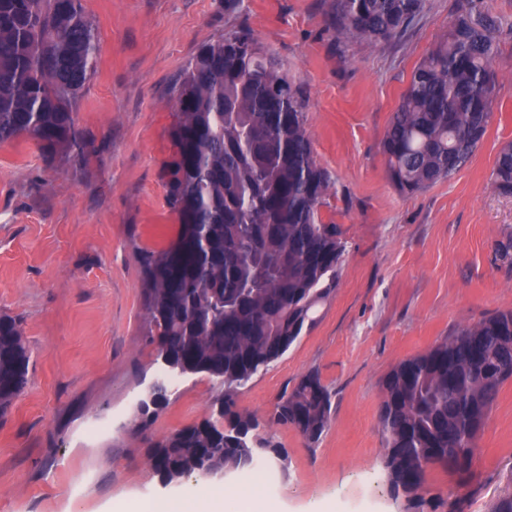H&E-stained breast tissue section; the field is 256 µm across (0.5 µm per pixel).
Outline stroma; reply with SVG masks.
Listing matches in <instances>:
<instances>
[{
    "label": "stroma",
    "instance_id": "1",
    "mask_svg": "<svg viewBox=\"0 0 512 512\" xmlns=\"http://www.w3.org/2000/svg\"><path fill=\"white\" fill-rule=\"evenodd\" d=\"M85 0L101 51L78 105L82 161L48 159L21 138L0 146V315L17 318L32 385L0 419V512H135L186 491L160 483L147 450L207 415V374L181 377L155 420L133 430L156 376L139 253L178 233L164 172L176 82L203 46L240 30L273 50L302 86L320 208L346 245L317 324L237 397L288 452L265 481L281 512H409L383 467L382 381L399 361L459 328L512 309V196L491 172L512 143V0H427L400 36L376 45L336 33L330 0ZM499 45L498 107L481 146L451 179L414 194L387 176L381 141L412 72L458 16ZM317 373L332 421L307 445L273 424L280 396ZM464 488L426 475L430 512H493L512 495V379L500 387Z\"/></svg>",
    "mask_w": 512,
    "mask_h": 512
}]
</instances>
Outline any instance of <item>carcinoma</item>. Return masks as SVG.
Here are the masks:
<instances>
[{
    "mask_svg": "<svg viewBox=\"0 0 512 512\" xmlns=\"http://www.w3.org/2000/svg\"><path fill=\"white\" fill-rule=\"evenodd\" d=\"M426 0H331L340 35L375 45L407 28ZM499 47L486 29L456 18L416 66L382 140L387 174L416 193L471 159L496 105ZM100 38L82 0H0V144L32 139L50 156L83 149L78 102L96 72ZM166 196L178 237L139 262L149 336L166 372L205 373L224 393L201 420L152 445L163 485L191 475L250 472L288 452L236 408L239 390L317 321L336 290L345 245L319 206L330 176L317 163L302 88L251 33L203 46L178 81ZM512 196V143L491 173ZM31 352L13 317L0 315V413L30 383ZM512 378V309L459 329L397 363L383 382L379 429L391 489L420 512L425 467L471 481L479 435L501 385ZM332 392L301 377L274 420L317 444L332 418ZM161 383L137 406L145 424L168 402Z\"/></svg>",
    "mask_w": 512,
    "mask_h": 512,
    "instance_id": "carcinoma-1",
    "label": "carcinoma"
}]
</instances>
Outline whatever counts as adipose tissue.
I'll use <instances>...</instances> for the list:
<instances>
[{"mask_svg":"<svg viewBox=\"0 0 512 512\" xmlns=\"http://www.w3.org/2000/svg\"><path fill=\"white\" fill-rule=\"evenodd\" d=\"M152 512H274V505L260 489L204 480L189 494L164 499Z\"/></svg>","mask_w":512,"mask_h":512,"instance_id":"1","label":"adipose tissue"}]
</instances>
